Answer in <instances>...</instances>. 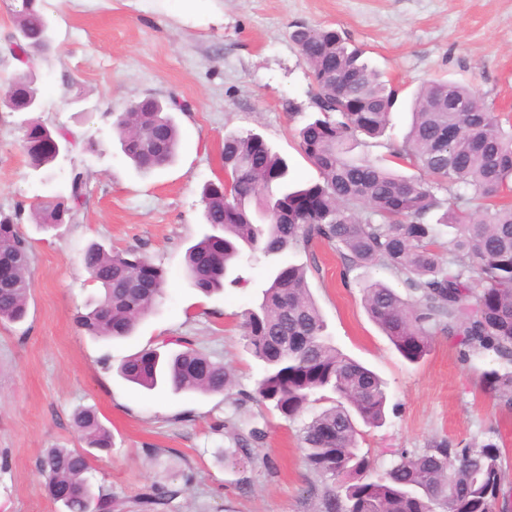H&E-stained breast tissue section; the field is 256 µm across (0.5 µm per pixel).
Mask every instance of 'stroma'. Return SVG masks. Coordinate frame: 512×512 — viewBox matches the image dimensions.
<instances>
[{
    "instance_id": "stroma-1",
    "label": "stroma",
    "mask_w": 512,
    "mask_h": 512,
    "mask_svg": "<svg viewBox=\"0 0 512 512\" xmlns=\"http://www.w3.org/2000/svg\"><path fill=\"white\" fill-rule=\"evenodd\" d=\"M55 28L52 54L36 61L42 109L0 106V212L17 214L32 245L28 316L0 323V512H64L37 463L45 449L77 448L73 414L96 408L112 433L111 452H95L94 488L117 512L159 483L175 490L162 512H317L316 477L306 467L301 422H288L252 399L261 369L241 323L269 279L268 263L240 261L242 282L211 296L191 284L186 249L208 226L201 193L224 178V138L255 133L304 184L318 172L299 147L312 112L307 68L295 25L329 26L399 91L385 134L370 157L402 144L413 94L443 78L471 85L503 126L512 127V0H42ZM176 98V162L144 175L125 157L113 113L145 97ZM66 130L79 143L54 163L52 180L32 173L21 149L25 123ZM88 171L83 206L69 223L42 229L32 213L65 192L72 169ZM97 242L141 251L168 277L161 304L120 340H96L76 316L98 287L80 262ZM310 290L336 347L387 383L382 426L363 428L359 444L377 470L400 449L445 439L454 447L492 442L512 456V408L490 389L499 366L490 353L462 355L435 336L429 355L405 361L368 317L360 285H395L375 267L345 272L324 243L310 254ZM175 336L224 363L230 395L146 391L121 378L127 357ZM264 438L245 457H229L238 438Z\"/></svg>"
}]
</instances>
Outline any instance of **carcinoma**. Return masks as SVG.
Listing matches in <instances>:
<instances>
[{"mask_svg":"<svg viewBox=\"0 0 512 512\" xmlns=\"http://www.w3.org/2000/svg\"><path fill=\"white\" fill-rule=\"evenodd\" d=\"M39 0L13 5L25 39L13 42L11 57L31 68L47 55L49 27ZM293 39L322 102L299 130L300 147L320 180L302 186L288 179V164L253 133L224 138L229 182L209 183L202 193L205 223L216 232L187 249L186 272L205 295L224 289L226 276L247 255L250 261L306 251L325 241L341 250L344 271L381 267L403 286L370 282L363 303L370 319L395 350L416 363L442 334L458 339L466 354L492 352L512 366V204L489 198L512 192V132L503 130L476 90L458 82L433 80L415 94L405 144L388 147L373 160L361 136L375 138L387 128L397 94L377 71L348 49L334 29L299 27ZM19 70L6 83L0 103L25 111L38 94ZM147 97L116 114L112 128L123 153L142 174L171 165L180 142L170 109ZM37 124L23 136L30 167L39 172L58 153ZM406 160L425 178H407L389 165ZM280 186L276 210L264 216L265 186ZM88 175L72 170L67 202H48L34 223L58 226L83 204ZM445 196H437V192ZM31 249L12 215L0 213V323L27 315ZM82 263L102 295L78 323L86 335L117 339L133 333L163 298L166 271L141 252L88 247ZM247 348L263 366L250 399L287 420L301 418L315 402L326 406L304 423L301 443L307 468L323 487L320 512H509L504 491L505 457L493 443L453 448L441 440L422 451L399 452L384 473L373 474L358 444L359 425L378 427L385 419V382L333 344L313 298L303 264L280 261L257 307L242 322ZM168 355L148 347L126 359L120 375L147 390L227 394L233 379L223 363L177 337L163 342ZM492 390L512 408V371L488 374ZM73 425L85 447L45 450L37 467L48 485L64 484L65 512H114L111 496L95 493L89 481L90 449L112 447V434L95 409L81 408ZM177 491L152 487L138 505L164 506Z\"/></svg>","mask_w":512,"mask_h":512,"instance_id":"obj_1","label":"carcinoma"}]
</instances>
